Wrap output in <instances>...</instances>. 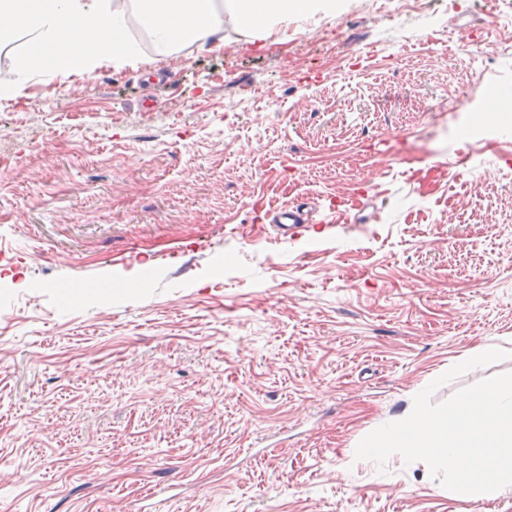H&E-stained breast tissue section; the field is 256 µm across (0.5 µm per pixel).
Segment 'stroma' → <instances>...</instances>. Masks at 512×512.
<instances>
[{
  "instance_id": "stroma-1",
  "label": "stroma",
  "mask_w": 512,
  "mask_h": 512,
  "mask_svg": "<svg viewBox=\"0 0 512 512\" xmlns=\"http://www.w3.org/2000/svg\"><path fill=\"white\" fill-rule=\"evenodd\" d=\"M394 8L0 94V512H512L355 457L476 346L433 402L512 372V0ZM296 201L333 222L257 224Z\"/></svg>"
}]
</instances>
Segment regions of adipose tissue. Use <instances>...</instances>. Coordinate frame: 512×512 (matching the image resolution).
Listing matches in <instances>:
<instances>
[{"label": "adipose tissue", "mask_w": 512, "mask_h": 512, "mask_svg": "<svg viewBox=\"0 0 512 512\" xmlns=\"http://www.w3.org/2000/svg\"><path fill=\"white\" fill-rule=\"evenodd\" d=\"M315 0H0V40L26 35L13 89L29 81L34 66L58 69L65 60L92 70L109 57L123 67L137 54L128 40L130 19L147 31L159 54L178 51L183 39L200 43L224 39V19L240 20L256 37L289 13L316 9Z\"/></svg>", "instance_id": "ef3b65f1"}]
</instances>
